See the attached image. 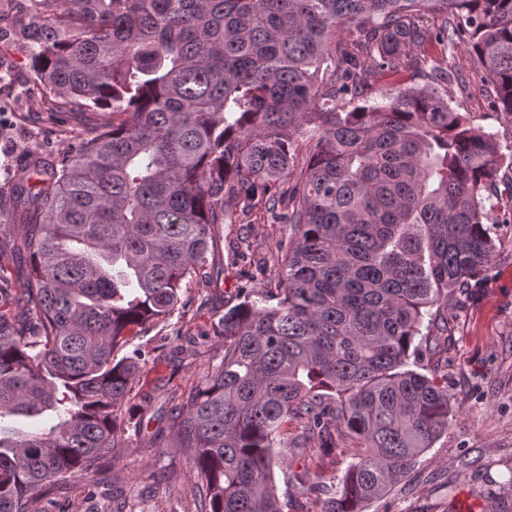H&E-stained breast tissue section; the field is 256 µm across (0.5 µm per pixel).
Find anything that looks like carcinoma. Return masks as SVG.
I'll return each mask as SVG.
<instances>
[{
	"mask_svg": "<svg viewBox=\"0 0 512 512\" xmlns=\"http://www.w3.org/2000/svg\"><path fill=\"white\" fill-rule=\"evenodd\" d=\"M8 23L44 111L95 123L9 190L29 269L23 310L0 315V419L56 422L0 431V512H32L119 446L135 339L240 211L288 234L173 421L197 512H285L288 449L330 455L338 434L354 462L321 512L386 496L457 413L448 379L410 359L448 332L512 220L504 155L452 107L447 56L468 43L511 116L512 0H24ZM407 71L428 83L364 99ZM410 74H406L403 78L384 76L381 77L371 88L368 94V100L371 104L383 103L387 101V97L391 92L392 86L395 85L397 80H405L408 85H423L427 82L426 77L422 73L415 74L412 78H409Z\"/></svg>",
	"mask_w": 512,
	"mask_h": 512,
	"instance_id": "1",
	"label": "carcinoma"
}]
</instances>
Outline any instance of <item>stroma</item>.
Listing matches in <instances>:
<instances>
[{
  "label": "stroma",
  "mask_w": 512,
  "mask_h": 512,
  "mask_svg": "<svg viewBox=\"0 0 512 512\" xmlns=\"http://www.w3.org/2000/svg\"><path fill=\"white\" fill-rule=\"evenodd\" d=\"M459 87L453 107L474 124L497 135L503 155L512 154V117L498 112L494 92L467 43L448 54ZM41 86L32 78L30 55L12 28H0V188L8 189L28 149L54 158L65 152L72 122L47 119ZM286 227L260 219L225 224L207 254L210 274L187 282L182 308L151 324L139 340V377L121 412L123 444L107 463L71 479L53 499L37 501L34 512H112L120 496L125 512H197V476L175 447L172 417L185 411L190 392L208 368L224 356L220 323L247 280L240 252L258 245L262 257ZM491 274L476 283L465 303L448 310V346L437 360L420 359L416 371L440 367L459 411L443 434L422 454L411 474L364 512H512V223L496 232ZM25 252H0V275L11 281L0 290V314L20 309L19 282L27 272ZM290 466L277 473L280 493L294 512H316L301 493L298 477L309 471L326 484L339 482L350 465L349 452L327 458L314 448L288 451Z\"/></svg>",
  "instance_id": "35a3bbf8"
}]
</instances>
